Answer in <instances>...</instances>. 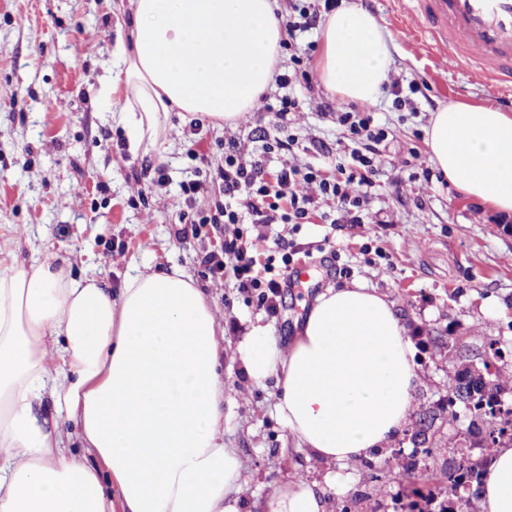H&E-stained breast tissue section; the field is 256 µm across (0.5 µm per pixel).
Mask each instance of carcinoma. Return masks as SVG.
<instances>
[{"label":"carcinoma","mask_w":512,"mask_h":512,"mask_svg":"<svg viewBox=\"0 0 512 512\" xmlns=\"http://www.w3.org/2000/svg\"><path fill=\"white\" fill-rule=\"evenodd\" d=\"M484 354L485 359L480 365L462 364L455 371L454 377L448 382V406L455 401L465 400L473 420L486 424L485 437L494 443L504 439L512 441V409L500 400L502 391L512 386V374L504 372L498 363L512 354V351L491 341L484 351H472L473 355ZM493 369L490 384L483 383L481 371ZM418 461L403 462L394 454L387 462V470L398 471L402 476H412ZM482 466L477 463L450 462L445 470L448 481V505L441 507L440 512H478L480 476Z\"/></svg>","instance_id":"1"}]
</instances>
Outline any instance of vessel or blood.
<instances>
[{
    "label": "vessel or blood",
    "instance_id": "b4317fda",
    "mask_svg": "<svg viewBox=\"0 0 512 512\" xmlns=\"http://www.w3.org/2000/svg\"><path fill=\"white\" fill-rule=\"evenodd\" d=\"M430 48L473 77L512 90V0H416Z\"/></svg>",
    "mask_w": 512,
    "mask_h": 512
}]
</instances>
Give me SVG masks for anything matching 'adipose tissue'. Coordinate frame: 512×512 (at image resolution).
I'll return each mask as SVG.
<instances>
[{
    "instance_id": "1",
    "label": "adipose tissue",
    "mask_w": 512,
    "mask_h": 512,
    "mask_svg": "<svg viewBox=\"0 0 512 512\" xmlns=\"http://www.w3.org/2000/svg\"><path fill=\"white\" fill-rule=\"evenodd\" d=\"M133 25L112 64L125 102L112 120L131 153L156 149L169 112L245 119L273 86L285 35L276 0H129ZM392 37L356 0L320 34L316 71L341 99L378 101ZM429 158L464 196L512 214V114L451 102L425 129ZM224 331L206 292L179 268L136 271L119 293L70 277L56 257L0 259V512H240L241 461L224 442ZM237 352L253 382L276 377L277 416L297 451L340 464L325 490L303 476L267 512H327L348 464L401 433L418 384L395 303L352 281L320 291L288 348L252 326ZM50 398L51 415L34 405ZM75 422L77 456L59 432ZM109 475L111 488L101 477ZM481 512H512V443L482 477Z\"/></svg>"
}]
</instances>
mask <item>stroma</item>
Masks as SVG:
<instances>
[{
  "mask_svg": "<svg viewBox=\"0 0 512 512\" xmlns=\"http://www.w3.org/2000/svg\"><path fill=\"white\" fill-rule=\"evenodd\" d=\"M357 2L391 33L390 79L398 84L366 107L388 133L367 197L370 221L260 227L257 259L282 235L293 243L294 268L310 273L307 281L292 280L268 308L235 288L233 279L214 286L200 254L219 246L224 233L211 232L202 242L183 238L178 198L181 182L223 165L228 138L238 141L242 162L256 160L278 134L275 113L251 112L222 127L201 114L191 140L181 131L192 119L172 112L156 149L132 156L111 118L125 99L123 88L111 86L118 78L112 48L118 28L130 24L129 0H0V252L25 265L57 257L72 277L92 276L115 291L135 270L175 265L205 289L224 329V441L242 464L240 512H263L273 487L292 474L318 480L327 470L295 450L274 412V380L253 383L236 360L252 325L267 326L288 344L303 304L328 286L364 282L395 301L416 348L414 402L433 409L447 401L446 384L459 365L439 354L435 337L477 346L494 338L512 348V265L504 260L512 252V232L505 230L512 215L462 195L436 170L424 142L440 105L486 103L512 113V92L444 68L406 36L408 24L393 0ZM294 90L303 100L302 110L289 115L297 143L270 154V168L331 169L348 161L352 144L344 127L322 111L335 94L317 80ZM160 165L169 178L162 188L152 184ZM489 299L498 303L497 313H484ZM454 410L456 422L440 427L453 448L420 460L414 478L389 475L360 512H400L416 487L439 512L448 500L445 465L490 454L481 434L470 430L465 405Z\"/></svg>",
  "mask_w": 512,
  "mask_h": 512,
  "instance_id": "1",
  "label": "stroma"
}]
</instances>
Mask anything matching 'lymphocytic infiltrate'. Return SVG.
<instances>
[{
  "mask_svg": "<svg viewBox=\"0 0 512 512\" xmlns=\"http://www.w3.org/2000/svg\"><path fill=\"white\" fill-rule=\"evenodd\" d=\"M328 109L354 144L349 162L337 163L331 171L313 166L272 171L259 160L246 165L238 157L237 142L225 141L224 165L216 173L224 185V204L218 216L233 232L225 236L220 248L204 251L201 257L215 285L233 277L237 288L257 292L264 304L273 301L288 279V241L281 238L276 242L283 252L280 265L269 260L257 263L243 225L270 224L277 218L286 224H307L315 216L325 221L333 208L343 211L347 223H364L362 203L374 185L376 146L387 133L356 106L337 102Z\"/></svg>",
  "mask_w": 512,
  "mask_h": 512,
  "instance_id": "lymphocytic-infiltrate-1",
  "label": "lymphocytic infiltrate"
}]
</instances>
